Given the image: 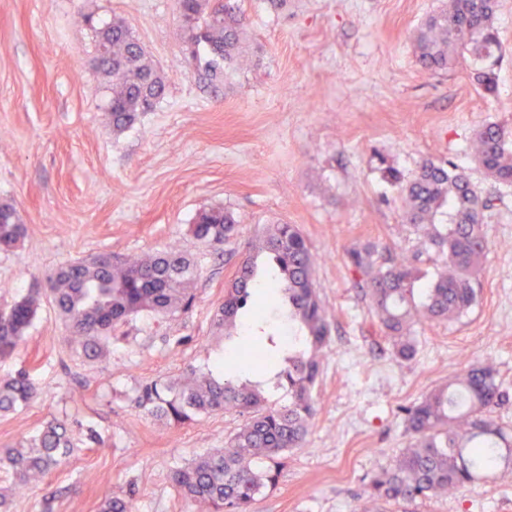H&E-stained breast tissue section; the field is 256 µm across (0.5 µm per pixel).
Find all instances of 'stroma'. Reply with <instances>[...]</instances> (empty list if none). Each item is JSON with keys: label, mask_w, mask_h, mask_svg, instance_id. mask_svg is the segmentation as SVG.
Wrapping results in <instances>:
<instances>
[{"label": "stroma", "mask_w": 512, "mask_h": 512, "mask_svg": "<svg viewBox=\"0 0 512 512\" xmlns=\"http://www.w3.org/2000/svg\"><path fill=\"white\" fill-rule=\"evenodd\" d=\"M239 3L251 63L212 80L185 55L178 0H0V203L28 227L20 247L0 251V305L100 252L122 259L174 246L199 265L188 313L133 317L103 363L73 359L52 305L42 304L17 353L0 361V376L30 368L41 386L30 406L0 416V448L64 412L102 441L18 495L10 512H42L49 496L53 512H98L105 494L130 484L136 512H188L174 463L224 447L242 419L220 412L161 425L133 405L134 391L223 355L213 318L224 290L267 225L281 221L311 246L331 340L304 443L255 512H357L370 477L411 442L401 407L474 363L494 365L502 398L493 417L512 428V184L494 182L470 152L481 126L512 124V0H497L491 93L471 66L435 72L417 58L414 33L449 0ZM85 13L125 20L166 83L156 110L121 132L103 110L107 79ZM425 159L464 171L493 205L476 306L416 326V355L399 361L348 253L368 244L414 253L401 186ZM210 206L241 219L219 253L190 232ZM74 390L82 401L71 402ZM413 510L512 512V476L487 475Z\"/></svg>", "instance_id": "35a3bbf8"}]
</instances>
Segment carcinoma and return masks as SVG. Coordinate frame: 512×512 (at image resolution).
Instances as JSON below:
<instances>
[{
  "label": "carcinoma",
  "mask_w": 512,
  "mask_h": 512,
  "mask_svg": "<svg viewBox=\"0 0 512 512\" xmlns=\"http://www.w3.org/2000/svg\"><path fill=\"white\" fill-rule=\"evenodd\" d=\"M183 42L194 43L192 59L204 62L206 76L216 79L223 65L236 59L248 24L236 0H178ZM496 0H449L448 8L431 14L415 38L419 62L446 71L469 52L476 59L491 57L500 43L494 31ZM96 62L110 79L106 112L116 131L133 125L163 99L165 84L143 46L125 21H101L93 27ZM475 160L496 182L512 183V127L491 123L475 136ZM404 218L420 233L423 250L397 259L368 245L350 252L353 271L369 288L373 313L401 361L416 353L415 326L422 321H451L468 312L480 292L478 274L487 250L482 214L490 206L467 178L430 159L402 188ZM239 220L223 207L203 208L191 224L193 237L218 249L229 240ZM27 233L16 208L0 204V250L17 248ZM435 254L443 270L429 278L419 267L421 257ZM268 258L273 270L264 279L258 258ZM197 261L177 247L145 257L114 261L109 255L66 262L47 279L48 288H30L0 308V359L21 346L43 299H48L68 332L75 353L103 361L111 354L112 337L138 314L175 315L194 300ZM277 285L281 315L293 330L288 344L270 335L267 342L242 338L237 327L250 313L248 330L263 328L267 318L248 311L254 289ZM213 327L224 346L235 354L243 346L252 353V368L264 381L239 384L224 380L217 362L205 372L185 369L177 380L140 384L134 404L164 425L185 424L218 411H234L244 424L225 447L208 451L172 469V483L190 512H253L258 497L273 488L288 452L302 445L315 415L312 390L330 341V323L314 281V256L297 225H269L237 275L224 289ZM272 385L288 390V404L277 406L265 396ZM40 388L27 370L0 377V415L27 406ZM501 398L496 370L489 364L469 366L457 382L431 390L403 408L413 438L394 466L369 482L367 498L374 512L388 505L426 498L471 484L478 476L506 464L512 473V433L491 418ZM75 421L53 417L41 432L20 448L0 449V470L11 483L0 487V508L15 493L43 481L76 451ZM137 490L106 495L98 512H134Z\"/></svg>",
  "instance_id": "obj_1"
}]
</instances>
